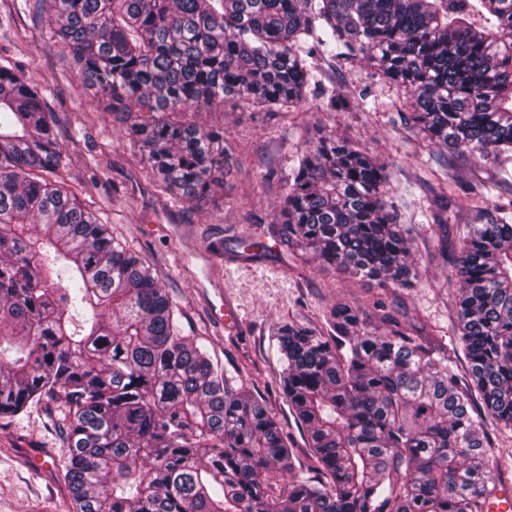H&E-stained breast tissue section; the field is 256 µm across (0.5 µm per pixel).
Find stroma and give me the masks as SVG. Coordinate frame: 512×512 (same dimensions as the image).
<instances>
[{"label":"stroma","mask_w":512,"mask_h":512,"mask_svg":"<svg viewBox=\"0 0 512 512\" xmlns=\"http://www.w3.org/2000/svg\"><path fill=\"white\" fill-rule=\"evenodd\" d=\"M0 66L20 70L37 88L63 149L61 185L90 210L103 211L114 237L126 242L155 269L183 313L186 333L202 338L214 363L240 377L266 400L272 414L306 461V436L280 392L276 333L296 321L320 327L328 309L346 302L367 306L384 292L395 299L404 321L436 326L452 338L458 283L450 264L432 252L427 212L443 215L448 246L493 209L498 197L472 201L466 186L494 179L490 161L448 160V177L460 188L447 203L428 182L441 152L397 120L395 89L381 83L367 63L320 61L323 88L287 114L224 105V204L195 206L163 193L129 147L118 122L83 85L69 54L52 32L42 0H0ZM349 95L368 90L376 107L326 105L328 89ZM333 135L369 150L388 165L400 221L412 225L422 276L411 286H380L305 263L280 245L267 252L243 249L245 237L262 235L285 196L284 179L296 151ZM237 315L234 326L214 319L221 304ZM64 402L48 398L19 415L0 418V512H72L61 465L68 455L62 434Z\"/></svg>","instance_id":"1"}]
</instances>
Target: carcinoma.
Returning a JSON list of instances; mask_svg holds the SVG:
<instances>
[{
    "label": "carcinoma",
    "instance_id": "1",
    "mask_svg": "<svg viewBox=\"0 0 512 512\" xmlns=\"http://www.w3.org/2000/svg\"><path fill=\"white\" fill-rule=\"evenodd\" d=\"M54 34L159 186L224 200L235 100L298 107L318 58L362 55L400 122L474 160L512 156V0H47ZM63 161L24 75L0 66V417L63 396L73 512H489L512 474V201L464 227L456 341L384 299L277 330L308 475L267 408L216 367L148 262L53 180ZM268 231L351 277L405 286L414 237L387 167L345 139L296 155Z\"/></svg>",
    "mask_w": 512,
    "mask_h": 512
}]
</instances>
